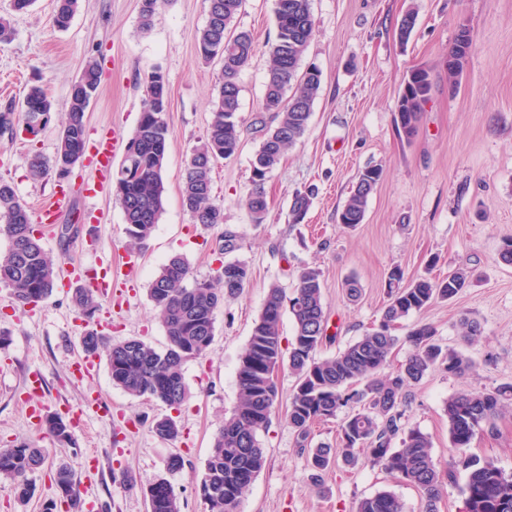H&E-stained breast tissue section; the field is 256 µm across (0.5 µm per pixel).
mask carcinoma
<instances>
[{
	"label": "carcinoma",
	"mask_w": 512,
	"mask_h": 512,
	"mask_svg": "<svg viewBox=\"0 0 512 512\" xmlns=\"http://www.w3.org/2000/svg\"><path fill=\"white\" fill-rule=\"evenodd\" d=\"M54 24L69 26L78 0H56ZM245 0H209L208 20L197 39L198 55L205 61L222 62L214 109L205 138L197 145L185 167L181 187L182 204L195 224L224 223V210L213 195L214 162L229 159L241 146V127L237 118L240 86L238 75L254 54L252 36L238 31L235 19ZM159 0H141V25L148 28L157 14ZM276 37L270 46L261 111L272 113L269 123L261 122L262 139L251 160L252 190L245 206L252 222L261 224L268 213L264 184L285 152L304 135L315 99L322 87V73L316 67L301 69V62L313 35L315 21L310 0H275ZM416 15L404 14L398 22L399 40L407 42L415 28ZM102 76L98 60L91 56L69 91L66 121L53 161L41 154L28 161L30 176L44 177L49 168L71 171L88 149L86 111ZM156 71L145 77L147 103L137 127L126 144L123 159L112 177V194L122 211L128 247L138 249L148 240L164 209L162 171L171 130L164 119L162 102L155 96ZM431 89L429 72L419 67L404 79L394 105L396 122L405 137L416 131V123ZM24 105L49 115L53 102L38 84L29 86ZM381 179V170H362L342 209L338 223L351 228L363 222L368 201ZM310 195L298 192L291 204L292 223L304 219ZM0 236L9 241L0 254V284L10 288L16 303L37 306L46 301L56 287L57 266L43 249L33 225L29 207L11 184L0 180ZM249 267L240 260H219L214 279L194 276L188 261L175 256L164 264L149 288L153 309L162 323L167 345L157 351L140 339L112 342L96 328L85 330L81 348L85 355L105 351L112 384L133 397L158 400L171 408L180 407L190 392L184 382L182 366L191 358L203 356L215 336L216 311L226 299H236L250 283ZM404 274L398 267L388 276V302L378 326L367 330L345 349L326 358L318 350L331 340L323 304L319 273L304 268L296 276L289 312L294 336L282 335L284 295L281 288L268 289L264 307L255 321L237 371L238 404L232 415L214 434L200 485L206 512H237L240 500L262 471L266 455L260 440L268 430L278 402L274 374L284 365L296 377L288 405V426L304 442L311 427L338 416L344 408L363 404L347 414L338 426L339 444L321 443L311 449L307 466L314 476L343 462L354 467L359 455L373 466L401 475L416 488L424 501V512H436L443 482L433 455L430 437L405 419L404 405L409 389L427 372L441 366L451 374L470 369L461 353L442 346L429 324L414 327L403 341L412 352L404 362L388 370L389 357L402 341L393 334L395 325L412 313L427 308L437 299L448 300L466 286L464 270L442 279L419 277L402 285ZM72 302L80 313L91 317L98 308V296L83 286L74 290ZM461 335L469 341L481 336L480 323L469 317L460 319ZM512 407V385L488 391H460L446 404L448 435L453 449L448 462V482L464 475L460 491L464 512H512V474L494 461L468 451L476 431L493 427L494 421ZM48 433L58 442H73L70 428L62 418L45 419ZM154 435L164 443L179 438V426L172 417L152 422ZM44 462L41 449L26 443L0 448V479L10 480L20 501L33 494L28 474ZM56 485L69 508H78L75 482L71 473L60 468ZM153 483L143 488L149 512H181L175 494H149ZM356 512H405L402 499L383 490L359 502Z\"/></svg>",
	"instance_id": "1"
}]
</instances>
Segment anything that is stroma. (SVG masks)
I'll list each match as a JSON object with an SVG mask.
<instances>
[{"mask_svg": "<svg viewBox=\"0 0 512 512\" xmlns=\"http://www.w3.org/2000/svg\"><path fill=\"white\" fill-rule=\"evenodd\" d=\"M314 33L302 59L319 68L321 91L309 127L269 175V213L252 223L245 199L252 189L251 159L261 135L251 124L259 110L274 41L275 0H246L236 18L255 43L241 71L238 117L239 153L218 160L212 170L213 194L224 207L221 224L192 222L180 189L191 149L204 138L219 61L199 59L197 36L208 18V0H162L149 29L140 26V0H79L67 29L54 22L55 0H35L12 13L0 0V13H12L15 34L0 44V112L20 111L28 87L43 84L55 104L37 136H0V180L10 183L29 208L59 199L53 225H39L41 244L61 260L62 284L39 307L14 303L0 284V446L21 442L44 449L43 465L29 473L34 494L17 498L13 484L0 480V512H42L56 501L66 512L54 476L69 470L83 512H147L142 485L162 477L172 486L182 512H204L199 493L212 436L237 401L236 369L270 285L294 290L304 268L320 273L329 331L320 356L334 355L379 323L387 303L388 274L401 268L405 279L443 277L464 269L468 285L454 298L434 301L404 319L397 330L432 324L440 343L471 363L462 375L436 367L412 389L406 416L433 442L440 470H447L450 445L445 405L462 389L484 391L512 383V265L498 252L512 237V0H310ZM417 16L407 44L394 27L406 12ZM471 31L473 47L458 81L448 78V52L460 27ZM101 56L104 74L86 113L89 135L109 131L120 144L134 133L146 101L144 75L159 68L169 87L165 119L172 139L162 173L165 207L145 246L129 251L123 217L111 187H100L93 155L79 162L70 179L49 172L39 181L28 174L29 155L53 157L62 130L72 82L84 61ZM428 70L431 91L413 138L400 135L393 112L406 73ZM381 168L362 224L336 222L358 173ZM313 190L302 223L290 208L296 192ZM75 222L69 243L58 225ZM239 236L234 257L247 264L251 281L243 296L216 312L215 336L205 357L183 366L190 392L180 409L129 396L113 387L105 359L91 377L74 378L70 368L82 358L80 338L87 324L104 326L112 339H141L164 350V329L148 288L160 266L179 255L197 278L214 277L225 233ZM107 257L117 293L101 298L93 319L74 307L77 286L71 267ZM361 295L350 300L348 280ZM476 319L477 342L463 339L461 317ZM39 392L29 393L32 375ZM279 400L268 433L261 437L267 463L242 497L238 512H355L359 500L382 490L401 497L406 512H423L419 492L398 476L364 463L336 464L313 479L306 454L286 422L296 385L288 368L277 374ZM58 415L72 427L73 443L55 441L30 419V408ZM174 417L181 437L159 441L154 419ZM471 453L494 460L512 473V411L494 428L476 433ZM185 459L182 470L166 467L170 454Z\"/></svg>", "mask_w": 512, "mask_h": 512, "instance_id": "1", "label": "stroma"}]
</instances>
